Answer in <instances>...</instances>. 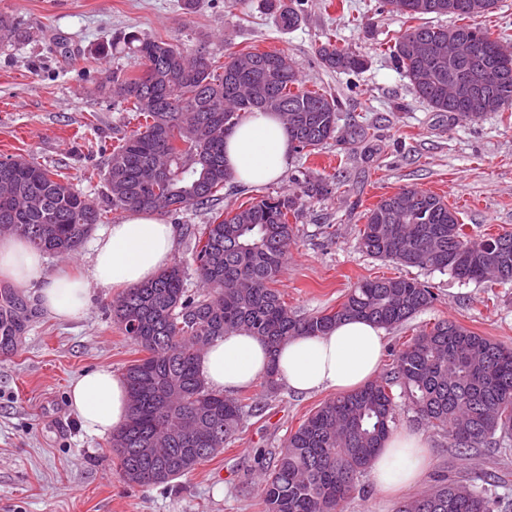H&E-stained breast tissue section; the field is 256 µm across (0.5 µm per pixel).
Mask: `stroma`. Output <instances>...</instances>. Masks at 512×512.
Here are the masks:
<instances>
[{
	"label": "stroma",
	"mask_w": 512,
	"mask_h": 512,
	"mask_svg": "<svg viewBox=\"0 0 512 512\" xmlns=\"http://www.w3.org/2000/svg\"><path fill=\"white\" fill-rule=\"evenodd\" d=\"M0 12L16 18L28 41L0 44V157L21 156L59 170L73 188L104 205L100 179L118 139L136 130L133 113L98 91L106 76L135 77L140 61L116 51L98 57V44L129 31L212 57L231 52L281 51L299 68L305 89H324L341 102L342 123L368 130L361 143L329 141L310 156L292 155L279 181L250 187L230 181L219 208L231 211L265 196L293 191V177L310 170L339 190L303 202L296 238L277 284L289 308L309 315L339 307L366 278L404 276L431 286L436 299L407 322L386 329L382 369L391 353L419 331L447 320L512 346V282L492 288L375 259L362 251L359 230L366 209L402 188L444 197L471 234L512 231V119L499 112L468 121L433 111L413 93L388 51L389 40L408 24L379 9V0H304L302 20L281 30L269 0H0ZM364 56L358 74L333 72L318 61L329 35ZM69 52L61 54L58 45ZM211 212L189 207L167 216L177 232L174 260L188 261L195 225ZM15 300L22 332L0 344V512H263L259 471L272 467L291 431L329 395L267 392L261 383L243 388L264 406L248 417L236 439L170 485L126 484L106 435H88L69 401V386L83 371L123 372L139 353L112 320L114 288L90 285L84 314L60 321L46 312L37 288L0 281V295ZM398 428L425 433L432 463L416 487L378 495L362 477L343 512H397L440 477L463 479L492 473L497 492L512 500V450L478 448L460 456L448 435L425 426L407 406Z\"/></svg>",
	"instance_id": "stroma-1"
}]
</instances>
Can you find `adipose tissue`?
<instances>
[{"instance_id":"ef3b65f1","label":"adipose tissue","mask_w":512,"mask_h":512,"mask_svg":"<svg viewBox=\"0 0 512 512\" xmlns=\"http://www.w3.org/2000/svg\"><path fill=\"white\" fill-rule=\"evenodd\" d=\"M291 155V139L272 112L247 113L224 139V165L239 182L259 186L280 180ZM174 225L156 213L133 210L95 242L90 279L67 267L49 270L42 252L19 236L0 237V280L20 288L37 286L44 309L60 320L78 318L88 304V285L131 288L152 279L171 260ZM384 330L361 318L342 320L316 336H294L277 351L257 337L229 333L200 359V373L211 388L232 392L275 369L278 381L296 394H343L377 375ZM70 403L84 431L102 435L118 430L129 416V395L122 376L105 368L81 373L70 387ZM431 444L422 432L391 433L373 459L376 491L395 494L418 484L431 465Z\"/></svg>"}]
</instances>
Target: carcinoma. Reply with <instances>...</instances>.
<instances>
[{
	"instance_id": "1",
	"label": "carcinoma",
	"mask_w": 512,
	"mask_h": 512,
	"mask_svg": "<svg viewBox=\"0 0 512 512\" xmlns=\"http://www.w3.org/2000/svg\"><path fill=\"white\" fill-rule=\"evenodd\" d=\"M382 0L384 10L408 19L449 16L448 26H410L388 47L414 94L435 112L470 120L512 110V46L463 20L495 12L499 0H483L482 11L466 7L449 15L438 3ZM278 25L291 30L299 11L276 8ZM14 18L0 13V43L28 39ZM477 42L473 58L445 54L424 59L408 50L419 40ZM141 60L136 77L108 76L100 91L141 119L137 130L112 146L100 176L107 189L102 209L76 192L56 171L22 156L0 158V224L45 254L73 255L108 212L131 209L172 214L190 206L213 208L232 176L224 167V136L245 112H276L286 121L293 150L310 153L338 137L339 99L303 88L299 70L283 52H231L220 63L205 48L188 50L162 39L124 34L101 48H118ZM321 63L336 72L357 73L366 60L328 39ZM483 66L492 73L486 96L448 99V79ZM299 195L260 199L224 213L194 232L195 272L204 291L189 293L187 268L175 262L150 281L112 300V317L144 356L124 369L128 421L112 433L111 448L121 478L133 485L169 484L220 453L259 411L247 398H228L208 387L198 362L204 349L229 331L244 330L276 350L284 340L316 335L337 321L361 317L384 328L402 324L426 309L434 293L407 277L365 279L334 311L300 316L274 288L295 241L301 197L328 193L326 179L305 171ZM410 197V211L399 203ZM360 245L368 255L406 267L438 271L462 281H512V232L472 238L458 212L441 196L403 189L382 198L363 216ZM499 252V269L484 266L482 248ZM407 401L425 425L441 428L465 454L473 448L512 441V348L452 322L420 331L395 352L386 376L321 403L288 436L274 468L264 474L266 512H340L365 476L383 441L397 426L396 398ZM201 438L177 430L188 416ZM505 502L469 480H441L400 512H502Z\"/></svg>"
}]
</instances>
